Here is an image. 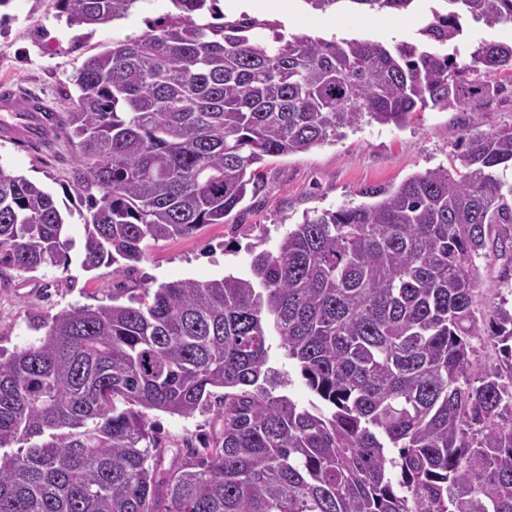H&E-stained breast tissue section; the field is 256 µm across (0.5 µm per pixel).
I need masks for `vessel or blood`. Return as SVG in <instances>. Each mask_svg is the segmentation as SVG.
Returning <instances> with one entry per match:
<instances>
[{
	"label": "vessel or blood",
	"mask_w": 512,
	"mask_h": 512,
	"mask_svg": "<svg viewBox=\"0 0 512 512\" xmlns=\"http://www.w3.org/2000/svg\"><path fill=\"white\" fill-rule=\"evenodd\" d=\"M51 119L52 108L43 98L24 95L5 82L0 84V138L37 147Z\"/></svg>",
	"instance_id": "1"
}]
</instances>
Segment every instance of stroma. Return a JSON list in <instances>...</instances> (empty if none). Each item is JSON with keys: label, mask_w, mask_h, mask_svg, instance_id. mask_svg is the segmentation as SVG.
Returning a JSON list of instances; mask_svg holds the SVG:
<instances>
[{"label": "stroma", "mask_w": 512, "mask_h": 512, "mask_svg": "<svg viewBox=\"0 0 512 512\" xmlns=\"http://www.w3.org/2000/svg\"><path fill=\"white\" fill-rule=\"evenodd\" d=\"M415 20L350 9L326 14L308 11L302 0H292L288 13L266 12L269 20L283 21L298 36L357 37L391 43L416 41L417 31L430 21V0H419ZM170 9L169 0H141L125 19L96 26L81 44L72 38L81 27H67L59 19L55 0H12L10 12L25 16L0 35V82L19 84L44 97L56 110H67L76 97L73 74L90 57L103 53L118 41L141 35L145 18ZM489 81L503 85L496 98L480 111L469 108L425 109L401 129L375 123L361 126L336 143L307 152L266 158L263 163L264 195L245 198L223 223L207 224L193 234L166 241L146 242L144 259L134 271L114 272L101 266L83 270L79 263L68 268H45L25 273L0 267V351L11 353L38 337L36 318H48L72 305L108 300L113 288L133 290L177 280L206 281L229 273L248 271L254 253L276 251L281 240L304 215L363 203L368 187H395L412 175L443 166H458L457 144L468 130L484 133L512 125V74L492 73ZM59 157L36 154L19 143L0 139V165L13 174L41 183L62 194L71 176L72 156L61 144ZM504 260L478 262L484 284L478 317L489 316L493 306L512 305V281L504 280ZM148 417L163 440L199 442L211 434L213 415L198 412L183 418L162 411Z\"/></svg>", "instance_id": "obj_1"}]
</instances>
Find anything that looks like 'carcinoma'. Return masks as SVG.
<instances>
[{
    "label": "carcinoma",
    "mask_w": 512,
    "mask_h": 512,
    "mask_svg": "<svg viewBox=\"0 0 512 512\" xmlns=\"http://www.w3.org/2000/svg\"><path fill=\"white\" fill-rule=\"evenodd\" d=\"M69 25L126 18L138 0H56ZM141 36L73 76L54 120L84 200L80 266L125 272L146 240L222 224L265 190L267 156L303 153L364 121L403 128L426 108L472 111L512 70V0H441L424 46L300 37L214 0H170ZM409 12L415 0H303ZM453 47V52L445 51ZM437 167L370 201L305 217L249 271L64 308L0 353V512H512V309L478 324L477 260L512 264V126L469 131ZM74 212L0 166V266L72 263ZM322 406L274 394L270 337ZM504 368L472 381V340ZM218 428L173 448L147 411ZM480 39L495 40L507 44H512V23H495L488 25L480 23L476 29H473L472 44L467 43L459 46L460 59L468 61L469 53L473 49V45Z\"/></svg>",
    "instance_id": "1"
}]
</instances>
